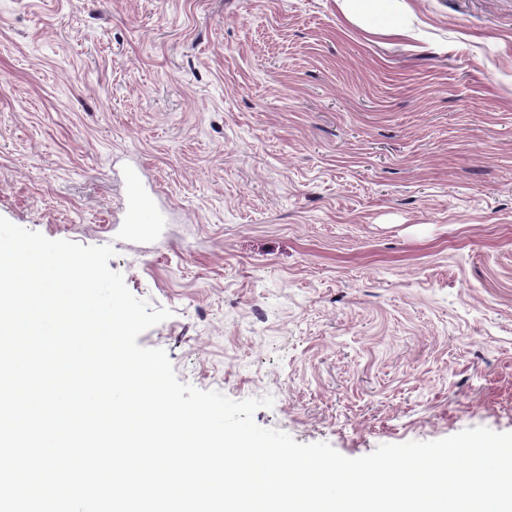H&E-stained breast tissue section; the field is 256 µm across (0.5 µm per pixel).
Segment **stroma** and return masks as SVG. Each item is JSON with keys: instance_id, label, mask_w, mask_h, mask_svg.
Wrapping results in <instances>:
<instances>
[{"instance_id": "obj_1", "label": "stroma", "mask_w": 512, "mask_h": 512, "mask_svg": "<svg viewBox=\"0 0 512 512\" xmlns=\"http://www.w3.org/2000/svg\"><path fill=\"white\" fill-rule=\"evenodd\" d=\"M408 3L0 0V216L113 246L138 345L296 442L512 432V0ZM343 16L373 35L406 37L404 16L411 8L404 0H336ZM126 203L123 208V223L133 235H146L154 231L161 218L154 213L150 195L145 190L138 169H131L125 177Z\"/></svg>"}]
</instances>
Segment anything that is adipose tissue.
<instances>
[{"label": "adipose tissue", "instance_id": "ef3b65f1", "mask_svg": "<svg viewBox=\"0 0 512 512\" xmlns=\"http://www.w3.org/2000/svg\"><path fill=\"white\" fill-rule=\"evenodd\" d=\"M343 16L365 31L386 37L408 34L405 15L411 9L406 0H336Z\"/></svg>", "mask_w": 512, "mask_h": 512}]
</instances>
